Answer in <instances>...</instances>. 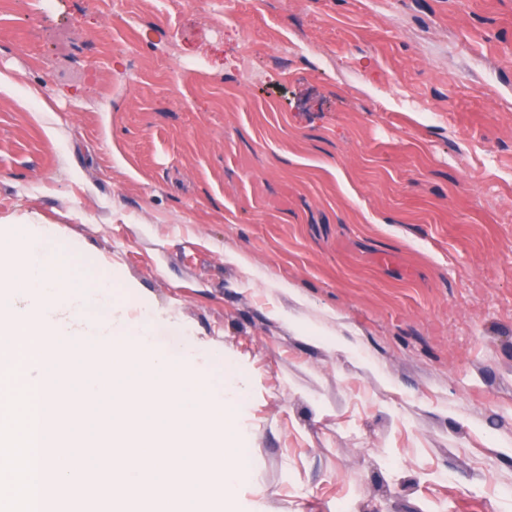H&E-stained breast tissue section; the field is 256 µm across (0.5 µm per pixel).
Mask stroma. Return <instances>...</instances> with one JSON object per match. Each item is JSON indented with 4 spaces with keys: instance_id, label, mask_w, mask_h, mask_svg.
Returning <instances> with one entry per match:
<instances>
[{
    "instance_id": "stroma-1",
    "label": "stroma",
    "mask_w": 512,
    "mask_h": 512,
    "mask_svg": "<svg viewBox=\"0 0 512 512\" xmlns=\"http://www.w3.org/2000/svg\"><path fill=\"white\" fill-rule=\"evenodd\" d=\"M1 69L0 225L241 388L235 512H512V0H5Z\"/></svg>"
}]
</instances>
